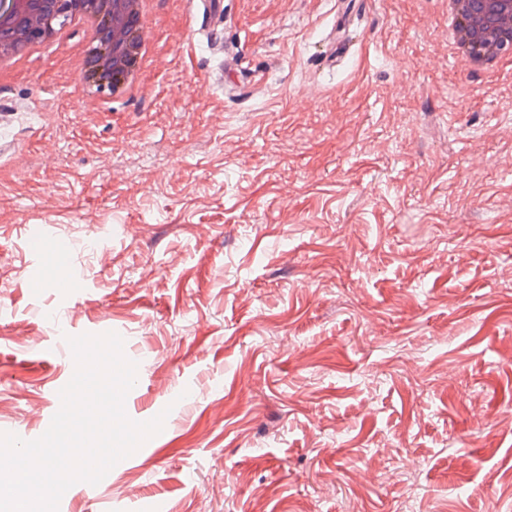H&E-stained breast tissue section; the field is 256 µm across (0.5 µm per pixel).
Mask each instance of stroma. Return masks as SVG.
<instances>
[{
    "instance_id": "stroma-1",
    "label": "stroma",
    "mask_w": 512,
    "mask_h": 512,
    "mask_svg": "<svg viewBox=\"0 0 512 512\" xmlns=\"http://www.w3.org/2000/svg\"><path fill=\"white\" fill-rule=\"evenodd\" d=\"M338 9L224 0L216 53L156 0L135 94L79 91V30L0 77V431L44 434L84 333L167 415L59 512H512V100L439 0H367L318 66ZM447 4L448 27L446 29V33L448 32V44L453 50L465 56L472 64L482 66L488 70H494L505 61H511L510 55H507L504 51L499 52L493 57H486L483 54L475 52L471 57L469 48L462 41L460 32V15L456 5L451 0H448ZM25 244L28 252L42 264H63L73 250L70 240L50 235L44 224L28 226Z\"/></svg>"
}]
</instances>
